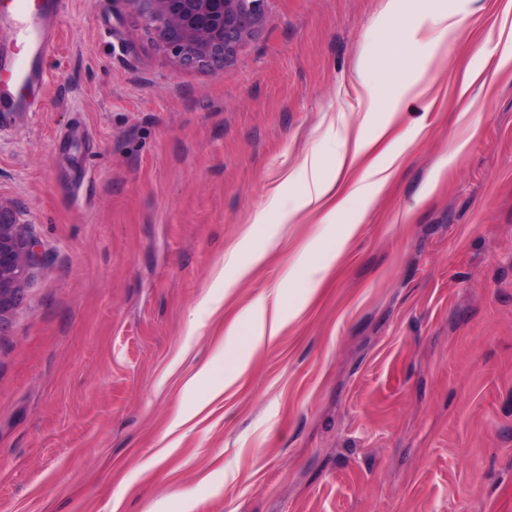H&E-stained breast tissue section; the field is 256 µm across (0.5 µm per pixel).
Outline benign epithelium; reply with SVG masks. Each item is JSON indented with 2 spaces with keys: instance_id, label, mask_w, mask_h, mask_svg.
Returning <instances> with one entry per match:
<instances>
[{
  "instance_id": "7a95c632",
  "label": "benign epithelium",
  "mask_w": 512,
  "mask_h": 512,
  "mask_svg": "<svg viewBox=\"0 0 512 512\" xmlns=\"http://www.w3.org/2000/svg\"><path fill=\"white\" fill-rule=\"evenodd\" d=\"M157 44L185 68L220 71L264 19L265 0H136ZM14 211L0 204V320L21 298L37 259Z\"/></svg>"
}]
</instances>
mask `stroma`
Segmentation results:
<instances>
[{
  "instance_id": "1",
  "label": "stroma",
  "mask_w": 512,
  "mask_h": 512,
  "mask_svg": "<svg viewBox=\"0 0 512 512\" xmlns=\"http://www.w3.org/2000/svg\"><path fill=\"white\" fill-rule=\"evenodd\" d=\"M384 5L266 0L214 73L136 0H68L0 125L38 253L0 319V512H512V0ZM386 120L364 221L291 213L308 156L357 181ZM80 122L91 148L60 146ZM276 294L301 312L212 393ZM245 364L243 356L225 362L224 359L215 361L205 367V377L214 383L216 389L226 388L240 376Z\"/></svg>"
}]
</instances>
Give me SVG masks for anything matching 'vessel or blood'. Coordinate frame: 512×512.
<instances>
[{
	"mask_svg": "<svg viewBox=\"0 0 512 512\" xmlns=\"http://www.w3.org/2000/svg\"><path fill=\"white\" fill-rule=\"evenodd\" d=\"M65 0H0V121L31 110L45 85Z\"/></svg>",
	"mask_w": 512,
	"mask_h": 512,
	"instance_id": "obj_1",
	"label": "vessel or blood"
}]
</instances>
